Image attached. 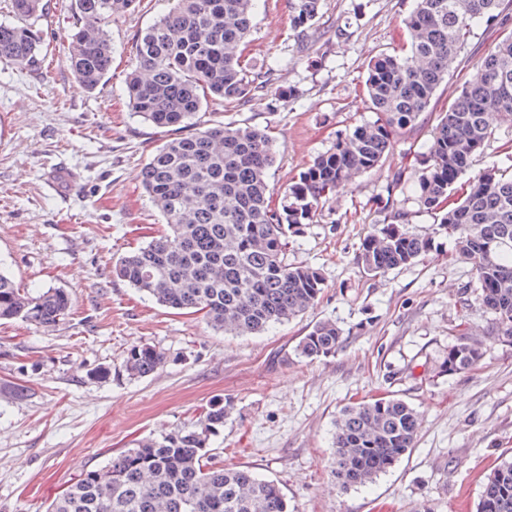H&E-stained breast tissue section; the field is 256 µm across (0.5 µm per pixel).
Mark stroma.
I'll return each mask as SVG.
<instances>
[{
  "label": "stroma",
  "mask_w": 512,
  "mask_h": 512,
  "mask_svg": "<svg viewBox=\"0 0 512 512\" xmlns=\"http://www.w3.org/2000/svg\"><path fill=\"white\" fill-rule=\"evenodd\" d=\"M165 7L113 18L112 74L84 89L61 53L69 27L62 0L41 17L56 53L49 66L0 62V271L24 290L68 289L72 315L52 330L17 320L0 325V512H46L85 469L138 441L190 425L210 403L232 410L211 436L224 466H250L277 480L290 512H477L487 474L512 457V342L494 334L493 315L435 215L420 210L413 185L397 192L410 231L434 246L382 276L357 256L373 226L389 223L380 204L389 175L424 160L439 112L457 96L500 30H476L419 125L394 134L381 168L341 188L316 222L289 227V261L324 278L315 305L260 334L214 331L201 315L157 305L114 278L112 264L164 229L143 195L140 172L168 137L127 105L124 78L133 36ZM413 0H324L308 37L289 30L288 0H258L246 59L273 64V96L216 112L215 120L255 126L273 137L274 203L338 135L374 122L363 94L368 62L392 52ZM512 126L472 158L466 178L512 170L502 146ZM342 328L336 353L298 355L321 321ZM483 345L473 370L447 374L449 346ZM164 353L139 379L121 367L128 347ZM25 386V397L13 389ZM391 395L419 413L416 444L365 488L341 490L332 440L343 407Z\"/></svg>",
  "instance_id": "35a3bbf8"
}]
</instances>
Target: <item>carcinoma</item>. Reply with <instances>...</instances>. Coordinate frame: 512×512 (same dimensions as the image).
Segmentation results:
<instances>
[{"mask_svg":"<svg viewBox=\"0 0 512 512\" xmlns=\"http://www.w3.org/2000/svg\"><path fill=\"white\" fill-rule=\"evenodd\" d=\"M150 2L67 0L64 56L86 89L96 90L112 72V16ZM320 2L289 0L292 36L307 33ZM166 3L167 10L133 36L136 64L125 79L131 111L172 132L141 171L143 192L166 229L115 261L117 279L161 306L202 314L226 335L258 334L298 317L318 300L324 280L318 270L288 261V228L315 222L320 202L379 167L392 136L417 127L474 29L500 24L501 38L439 114L414 184L419 206L454 240L456 257L472 265L474 288L494 316L496 335L512 341V175L489 171L462 180L474 153L494 135V122L512 124V31L504 27L512 0H415L401 20L400 50L368 65L364 90L377 120L354 126L317 156L279 207L268 182L276 159L269 135L224 122L203 126L199 116L205 106L222 110L268 97L274 68H254L242 57L254 0ZM10 5L17 22L0 23V61L41 63L45 42L38 21L46 4ZM405 182L401 169L389 176L384 208L391 223L361 243L358 264L367 274L385 275L432 247L431 238L406 228L411 215L395 205ZM72 306L65 288L31 294L0 272V321L51 329ZM341 343V329L323 321L301 338L297 351L305 358L327 356ZM482 356L481 343L463 338L448 347L443 368L450 374L471 370ZM164 363L155 347L135 344L121 367L139 379ZM229 408L214 401L197 423L82 471L47 512H289L277 481L249 466L209 461V438L224 426ZM417 434L418 413L402 399L388 395L346 406L334 437L337 483L345 490L371 484L412 451ZM478 512H512L511 459L486 476Z\"/></svg>","mask_w":512,"mask_h":512,"instance_id":"carcinoma-1","label":"carcinoma"}]
</instances>
